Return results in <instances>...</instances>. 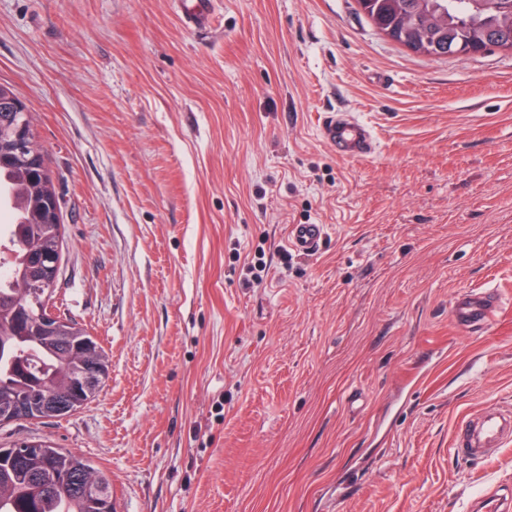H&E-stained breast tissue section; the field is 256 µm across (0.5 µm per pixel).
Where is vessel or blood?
<instances>
[{"mask_svg": "<svg viewBox=\"0 0 512 512\" xmlns=\"http://www.w3.org/2000/svg\"><path fill=\"white\" fill-rule=\"evenodd\" d=\"M213 0H178V15L183 26L193 32L208 31L212 20ZM320 134L342 159L370 155L375 144L369 129L345 112H331L324 118ZM325 237L321 224H292L288 227V245L297 253L311 255L318 251ZM501 304L494 292L462 294L453 304L456 326L466 333L483 331ZM512 435V416L503 413H481L475 419H464L454 435V452L464 459H481L499 448L505 437Z\"/></svg>", "mask_w": 512, "mask_h": 512, "instance_id": "obj_1", "label": "vessel or blood"}]
</instances>
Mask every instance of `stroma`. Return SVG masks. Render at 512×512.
<instances>
[{
    "label": "stroma",
    "instance_id": "1",
    "mask_svg": "<svg viewBox=\"0 0 512 512\" xmlns=\"http://www.w3.org/2000/svg\"><path fill=\"white\" fill-rule=\"evenodd\" d=\"M0 83L60 193L55 303L110 356L103 390L0 444L51 439L122 512H474L512 492V52L418 54L357 0H0ZM348 112L376 139L340 159ZM292 224H322L312 256ZM261 285H251V267ZM493 290L484 331L464 291ZM178 15L183 26L193 32L208 31L213 23V0H179ZM320 129L321 138L342 159L362 158L375 150L369 129L346 112H328ZM500 304L496 292L460 294L453 304L454 322L463 332H481L491 322ZM511 427L510 413L482 412L476 419H464L455 431V455L468 460L482 459L499 448L506 436L510 437Z\"/></svg>",
    "mask_w": 512,
    "mask_h": 512
}]
</instances>
